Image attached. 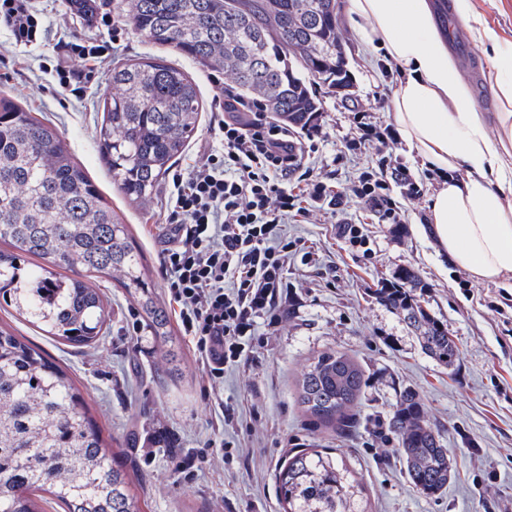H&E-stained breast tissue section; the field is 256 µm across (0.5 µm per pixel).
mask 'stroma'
Here are the masks:
<instances>
[{"instance_id": "1", "label": "stroma", "mask_w": 512, "mask_h": 512, "mask_svg": "<svg viewBox=\"0 0 512 512\" xmlns=\"http://www.w3.org/2000/svg\"><path fill=\"white\" fill-rule=\"evenodd\" d=\"M49 25L45 41L15 43L0 29V89L40 120L51 122L78 163L111 202L141 248L148 282L161 304H168L161 273L162 215L172 174L186 172L218 148L211 128L217 115L210 72L184 56L170 59L194 78L204 110L200 126L183 155L163 175L150 196L128 202L112 183L98 148L100 100L112 91V69L155 54L156 49L127 26L120 48L99 60L82 83L81 97L57 91L55 66L65 42L93 38L95 27L67 11V0H36ZM472 17L495 28L512 43V0H472ZM336 17L354 83L350 98L319 85L325 138L311 158L322 172H334L337 191L346 193L342 210L311 212L302 223L287 224L289 238L302 239L319 260L293 259L288 284L294 298L280 327L259 324L261 340L252 361L226 371L219 394H210L188 337L174 329L163 344L151 335L135 300L112 278L96 279L110 307L111 320L98 345L76 348L52 337L0 302V323L44 349L73 377L112 451L133 480L138 512H281L276 472L288 454L317 450L342 461L365 489L367 512H512V285L477 282L441 255L436 241L421 235L430 197L442 180L416 152L396 140L385 157L375 149L347 154L346 137L354 114L366 122L393 126L390 102L399 73L380 66V56L355 32L336 0ZM489 45L471 40L461 75L476 109L492 112L497 100L489 82ZM398 169L406 180L388 183L402 229L385 223L368 203L348 190L367 168ZM359 224L370 253L338 233L342 223ZM401 267L413 268L422 288V307L447 328L458 354L453 365L428 356L415 334L375 296L380 282ZM348 354L363 369L366 384L351 409L357 424L344 432L313 428L299 401V382L323 351ZM416 391L427 420L436 426L454 475L447 491L428 497L407 481L398 442L388 421L399 393ZM238 407L243 423L225 427L216 397ZM241 445L239 461L228 463L213 450Z\"/></svg>"}]
</instances>
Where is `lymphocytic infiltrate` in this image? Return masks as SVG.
<instances>
[{"mask_svg": "<svg viewBox=\"0 0 512 512\" xmlns=\"http://www.w3.org/2000/svg\"><path fill=\"white\" fill-rule=\"evenodd\" d=\"M17 44L47 37L34 0H0V28ZM124 27L112 22L108 36L65 44L67 64L56 67L62 91L77 93L85 65L116 50ZM221 115L212 131L220 142L188 174H176L164 212L169 233L162 251L167 290L178 307L181 330L196 354L210 390L226 369L249 363L259 321L278 326L291 300L288 263L313 262L289 239L283 224L309 208L336 211L328 177L306 166L318 149L319 119L301 126L269 121L261 103L248 101L223 83L214 85ZM308 207H301V199Z\"/></svg>", "mask_w": 512, "mask_h": 512, "instance_id": "1", "label": "lymphocytic infiltrate"}]
</instances>
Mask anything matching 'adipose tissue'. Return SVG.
I'll return each mask as SVG.
<instances>
[{
    "label": "adipose tissue",
    "instance_id": "1",
    "mask_svg": "<svg viewBox=\"0 0 512 512\" xmlns=\"http://www.w3.org/2000/svg\"><path fill=\"white\" fill-rule=\"evenodd\" d=\"M363 40L402 78L391 110L402 140L442 179L428 205L431 232L451 264L477 281L512 274V47L488 26L475 36L496 51L493 124L477 112L428 0H348ZM466 170L467 179L456 176Z\"/></svg>",
    "mask_w": 512,
    "mask_h": 512
}]
</instances>
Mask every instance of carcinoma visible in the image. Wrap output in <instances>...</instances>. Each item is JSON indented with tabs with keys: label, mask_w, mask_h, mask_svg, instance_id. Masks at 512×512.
<instances>
[{
	"label": "carcinoma",
	"mask_w": 512,
	"mask_h": 512,
	"mask_svg": "<svg viewBox=\"0 0 512 512\" xmlns=\"http://www.w3.org/2000/svg\"><path fill=\"white\" fill-rule=\"evenodd\" d=\"M122 14L162 53L112 68L102 100V155L131 202L145 198L198 130L203 104L192 78L166 52L230 72L241 93L294 124L319 111L312 80L336 83L343 55L336 0H120ZM298 27L297 35L288 29ZM0 299L18 316L74 347L98 343L109 321L91 279H116L136 299L154 336L172 339L167 311L147 282L143 256L57 129L0 95ZM65 266L56 277L27 259ZM403 268L377 289L422 348L451 366L457 346L413 291ZM364 384L346 354L326 351L304 373L300 401L315 426L343 432ZM388 427L410 484L428 497L448 489L453 466L418 394L405 390ZM283 512H364L351 472L318 452H292L276 473ZM44 491L62 512H137L127 470L70 375L50 355L0 325V512H40Z\"/></svg>",
	"instance_id": "1"
}]
</instances>
